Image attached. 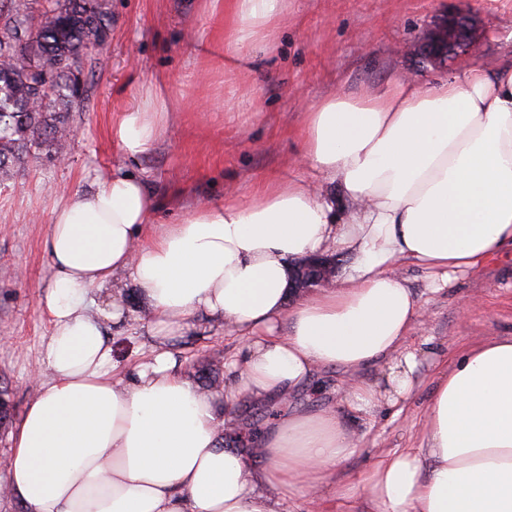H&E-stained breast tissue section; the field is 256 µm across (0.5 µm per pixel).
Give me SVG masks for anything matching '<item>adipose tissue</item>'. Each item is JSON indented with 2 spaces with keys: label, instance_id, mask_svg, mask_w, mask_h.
<instances>
[{
  "label": "adipose tissue",
  "instance_id": "obj_1",
  "mask_svg": "<svg viewBox=\"0 0 512 512\" xmlns=\"http://www.w3.org/2000/svg\"><path fill=\"white\" fill-rule=\"evenodd\" d=\"M287 9L228 0L225 68H246L256 47L273 53ZM140 94L112 124L131 159L154 148L169 113L163 82ZM300 141L313 180H268L250 200L197 206L156 233L158 201L130 174L98 175L55 210L41 299L51 376L0 457V498L24 512H277L280 499L321 500L331 470L358 451L348 413L410 395L419 350L407 340L423 306L400 267L426 269L439 291L512 245V63L332 93L305 108ZM327 255L347 260L333 286L289 298L292 262ZM122 275L160 336L202 311L247 337L221 388L201 390L162 349L118 372L104 322L122 306L93 314L89 293ZM379 363L381 386L363 378ZM322 369L342 373L344 409L285 416L249 448L225 444L241 395L285 401ZM362 493L372 512H512V336L455 356L426 405L421 447L337 490Z\"/></svg>",
  "mask_w": 512,
  "mask_h": 512
}]
</instances>
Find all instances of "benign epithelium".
I'll return each mask as SVG.
<instances>
[{
	"instance_id": "obj_1",
	"label": "benign epithelium",
	"mask_w": 512,
	"mask_h": 512,
	"mask_svg": "<svg viewBox=\"0 0 512 512\" xmlns=\"http://www.w3.org/2000/svg\"><path fill=\"white\" fill-rule=\"evenodd\" d=\"M476 46V21L463 12L452 13L425 31L423 59L445 66L458 53L471 51ZM335 274V260L312 258L297 265L293 272L291 288L299 291L329 283Z\"/></svg>"
}]
</instances>
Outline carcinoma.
<instances>
[{"instance_id": "cac0c4a2", "label": "carcinoma", "mask_w": 512, "mask_h": 512, "mask_svg": "<svg viewBox=\"0 0 512 512\" xmlns=\"http://www.w3.org/2000/svg\"><path fill=\"white\" fill-rule=\"evenodd\" d=\"M110 31L108 0H0V185L34 149L62 154Z\"/></svg>"}]
</instances>
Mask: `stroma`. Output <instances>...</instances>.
Segmentation results:
<instances>
[{"label": "stroma", "mask_w": 512, "mask_h": 512, "mask_svg": "<svg viewBox=\"0 0 512 512\" xmlns=\"http://www.w3.org/2000/svg\"><path fill=\"white\" fill-rule=\"evenodd\" d=\"M112 32L93 56L89 100L73 115L75 132L64 159L32 151L13 181L0 187V383L8 386L15 418H22L45 373L44 343L50 321L40 305L53 280L44 250L53 212L96 176L132 172L161 201L156 222L170 224L200 204L224 199L227 187L252 196L266 179H311L296 161L302 105L331 92L379 90L396 76L425 84L452 77L463 65L494 67L512 60V0H288L277 49L253 69L230 73L208 48L223 42L224 11L210 0H109ZM477 16V54L447 67L421 62L423 31L454 12ZM164 78L175 110L148 154L127 159L112 139V123L138 101L139 86ZM402 277L426 314L409 343L422 348L415 388L401 413L378 410L356 416L359 451L337 467L332 482L358 478L387 453L419 447L424 407L437 372L472 345L512 336V250L504 249L441 292L427 288L428 274L405 266ZM120 288L124 316L108 322L112 359L131 371L164 345L187 379L208 359H229L239 337L198 313L175 336L158 340L149 302L130 279ZM474 299L468 312L460 301ZM340 372H318L288 403V411L314 412L339 403Z\"/></svg>", "instance_id": "35a3bbf8"}]
</instances>
